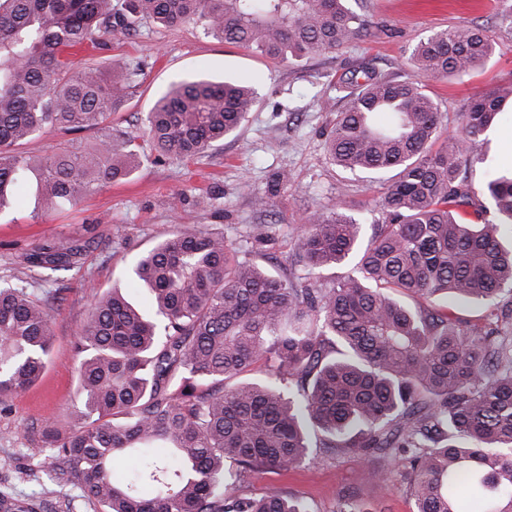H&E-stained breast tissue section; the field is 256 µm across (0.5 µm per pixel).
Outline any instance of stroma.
<instances>
[{"instance_id":"stroma-1","label":"stroma","mask_w":512,"mask_h":512,"mask_svg":"<svg viewBox=\"0 0 512 512\" xmlns=\"http://www.w3.org/2000/svg\"><path fill=\"white\" fill-rule=\"evenodd\" d=\"M511 1L347 0L370 24V36L290 62L262 58L196 24H147L129 39L103 37L89 55L91 62L102 68L119 58L144 63L131 97L113 114L112 127L133 135L145 159L124 180L63 211L41 215L25 188L20 201L0 212V282L27 281L34 294L48 299L55 322L54 346L40 380L0 404V492L38 497L44 512H56L66 498L73 512H101L77 490L49 481L50 451L40 441L45 422L63 420L73 408L78 381L72 340L90 313L92 290L116 288L143 303L146 292L138 287L133 266L181 225L222 234L239 254L273 275L291 269L297 225L337 201H344L364 235H371L389 175L340 170L324 149L332 120L346 106L342 78L359 62L385 75L403 71L415 45L434 32L465 22L478 25L495 47L483 67L461 79L428 83L443 130H454L469 99L512 82V29L499 20ZM178 76L253 86L258 105L240 131L206 157L160 161L151 149L145 117ZM283 173L291 174L292 183L276 185ZM258 195L264 196V207H255ZM73 243L83 245V254L76 264L55 271L53 284L41 283L40 269L23 261L36 247ZM273 487L308 500L314 512H336L348 494L371 512H414L401 469L379 483L370 463L352 454L327 453L321 462L296 471L254 472L235 484L236 491L253 496Z\"/></svg>"}]
</instances>
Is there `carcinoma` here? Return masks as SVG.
Here are the masks:
<instances>
[{
	"label": "carcinoma",
	"instance_id": "obj_1",
	"mask_svg": "<svg viewBox=\"0 0 512 512\" xmlns=\"http://www.w3.org/2000/svg\"><path fill=\"white\" fill-rule=\"evenodd\" d=\"M150 22L200 23L288 62L366 31L346 0H0V209L29 173L52 214L140 165L135 138L112 134L140 63L124 62L122 76L71 56ZM492 51L479 27L459 25L418 43L402 75L349 70L329 159L396 172L365 247L341 204L299 225L302 270L284 276L239 258L222 234L181 226L133 269L150 312L116 290L93 293L74 341L77 405L41 432L57 478L103 512H313L277 488L236 493L225 465L238 475L308 466L315 429L321 447L375 460L377 480L403 466L415 512H512V324L499 316V298L512 297V170L490 174L486 204L468 184L512 84L468 101L438 148L442 115L426 84L468 75ZM257 102L247 85L177 81L147 112L153 149L204 157ZM46 128L100 135L38 162L17 151ZM82 252L43 245L26 261L71 265ZM352 257L349 273L323 280L322 268ZM448 298L480 315L460 318ZM53 337L45 303L0 286V404L38 379ZM261 367L265 380L225 386ZM128 461L129 474L114 469ZM0 512L40 504L0 493Z\"/></svg>",
	"mask_w": 512,
	"mask_h": 512
}]
</instances>
